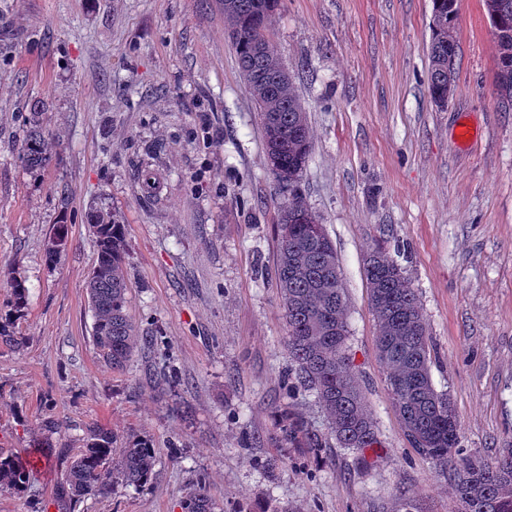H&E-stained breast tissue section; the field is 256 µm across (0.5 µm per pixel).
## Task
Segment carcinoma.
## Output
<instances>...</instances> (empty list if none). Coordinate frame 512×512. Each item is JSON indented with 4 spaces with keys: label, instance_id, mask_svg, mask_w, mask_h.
<instances>
[{
    "label": "carcinoma",
    "instance_id": "carcinoma-1",
    "mask_svg": "<svg viewBox=\"0 0 512 512\" xmlns=\"http://www.w3.org/2000/svg\"><path fill=\"white\" fill-rule=\"evenodd\" d=\"M224 28L231 40L240 75L258 110L270 171L288 189L279 210L281 229L275 282L287 325L288 356L295 382L315 392L326 414L330 434L361 462L382 447L379 431L367 413L348 353L347 298L342 286L336 247L320 217L298 193L299 181L312 152L306 109L292 76L268 38L279 0H221ZM491 26L512 40V0H485ZM457 13L456 0H433L431 18L448 20ZM429 91L431 98L448 97L454 89L457 41L445 30L431 29ZM495 91L512 103V58H497ZM55 151L53 134L32 113L19 151L28 168H44ZM87 224L93 229L96 262L86 285L94 317L93 342L99 358L121 369L132 355L136 334L128 305V271L124 225L107 208L92 207ZM66 224L56 225L47 257L53 261L65 248ZM371 310L377 323L376 353L387 368V388L411 447L436 464H446L460 451V429L448 430V413L455 412L448 394L438 391L431 376L428 326L422 304L406 271L382 247L364 263ZM0 321V341L19 349L24 338L13 316L24 312L28 292L14 279ZM284 440L300 454L317 455L322 440L292 413L280 419ZM157 449L146 438H121L91 426L83 448L68 461L58 496L77 505L88 498H108L118 487H141L153 476ZM36 477L20 455H0V491L21 494ZM452 512H512V448L493 464L470 457L456 472ZM217 504L204 484L186 498L184 512H216Z\"/></svg>",
    "mask_w": 512,
    "mask_h": 512
}]
</instances>
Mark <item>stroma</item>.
<instances>
[{"label":"stroma","instance_id":"stroma-1","mask_svg":"<svg viewBox=\"0 0 512 512\" xmlns=\"http://www.w3.org/2000/svg\"><path fill=\"white\" fill-rule=\"evenodd\" d=\"M431 14L432 0H281L269 29L308 113L299 190L336 246L349 353L383 441L367 467L329 439L313 393L284 382L288 193L216 0H0V303L12 279L28 290L23 350L0 344V452L53 444L0 512H59L63 463L91 424L148 437L157 461L148 485L78 512H183L201 481L220 512H450L454 468L411 449L376 356L364 260L379 245L418 292L465 454L512 448V106L495 93L484 0H457L455 88L435 105ZM34 111L58 138L37 171L18 158ZM93 206L125 228L129 311L149 339L120 370L92 341ZM58 224L69 239L51 264ZM286 409L325 438L322 458H290Z\"/></svg>","mask_w":512,"mask_h":512}]
</instances>
